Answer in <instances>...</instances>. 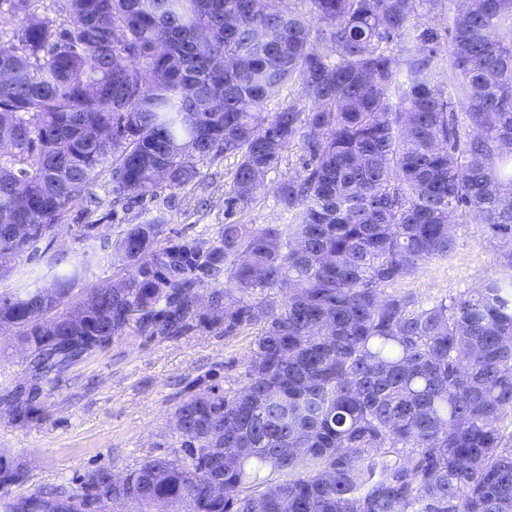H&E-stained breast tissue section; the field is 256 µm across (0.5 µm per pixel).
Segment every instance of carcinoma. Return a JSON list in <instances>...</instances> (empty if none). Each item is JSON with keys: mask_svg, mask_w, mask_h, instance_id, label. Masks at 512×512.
Listing matches in <instances>:
<instances>
[{"mask_svg": "<svg viewBox=\"0 0 512 512\" xmlns=\"http://www.w3.org/2000/svg\"><path fill=\"white\" fill-rule=\"evenodd\" d=\"M254 2L55 0L59 24L10 0L20 24L17 43L0 46V69L15 73L0 82V141L11 143L1 269L92 196L105 169L144 199L231 156V215L288 148L303 158L277 188L286 224H226L204 248L161 242L156 216L125 230L124 280L71 302L96 256L85 251L53 275L54 299L0 294V325L31 350L35 390L131 325L166 338L262 325L237 388L176 407L174 430L194 432L185 456L149 458L120 486L100 468L75 491L34 488L4 508L512 512V0H449L444 32L419 22L444 0ZM452 216L498 241L495 272L427 305L387 291L454 253ZM12 224L35 234L15 238ZM0 409L20 427L46 418L8 390ZM27 480L0 453V491Z\"/></svg>", "mask_w": 512, "mask_h": 512, "instance_id": "carcinoma-1", "label": "carcinoma"}]
</instances>
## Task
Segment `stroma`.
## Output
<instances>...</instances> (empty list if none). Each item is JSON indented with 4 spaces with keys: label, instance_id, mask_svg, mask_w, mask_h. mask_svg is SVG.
Wrapping results in <instances>:
<instances>
[{
    "label": "stroma",
    "instance_id": "35a3bbf8",
    "mask_svg": "<svg viewBox=\"0 0 512 512\" xmlns=\"http://www.w3.org/2000/svg\"><path fill=\"white\" fill-rule=\"evenodd\" d=\"M235 165L231 157L204 161L195 181L179 189L160 183L155 197L140 203L119 199L110 173H102L93 188L97 205L74 201L36 251L0 273V293L50 287L49 256L69 263L85 251L95 252L97 258L74 284L72 299H80L93 286L127 278L131 269L119 257L117 242L128 225L158 215L165 218L166 237L216 239L224 229V200ZM300 167L301 151L290 147L278 167L266 173L264 191L236 214V221L256 226L287 222L275 190ZM498 255L482 225L461 223L453 255L425 264L398 288L424 303L456 296L490 276ZM259 332L255 326L228 338L220 328L194 327L170 339H151L129 328L43 391L41 398L50 407L47 419L22 428L0 412V452L17 455L29 465L27 484L13 488L12 498L38 487L70 492L102 467L124 475L146 458L182 455V439L173 428L176 406L194 392L236 388ZM27 359L15 339L0 337V389H27Z\"/></svg>",
    "mask_w": 512,
    "mask_h": 512
}]
</instances>
